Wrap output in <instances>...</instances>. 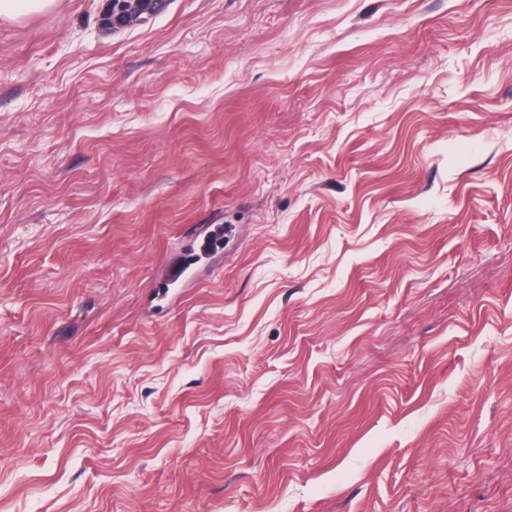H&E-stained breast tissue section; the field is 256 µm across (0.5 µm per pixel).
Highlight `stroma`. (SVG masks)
Listing matches in <instances>:
<instances>
[{"label": "stroma", "mask_w": 512, "mask_h": 512, "mask_svg": "<svg viewBox=\"0 0 512 512\" xmlns=\"http://www.w3.org/2000/svg\"><path fill=\"white\" fill-rule=\"evenodd\" d=\"M0 19V512H512V0Z\"/></svg>", "instance_id": "obj_1"}]
</instances>
